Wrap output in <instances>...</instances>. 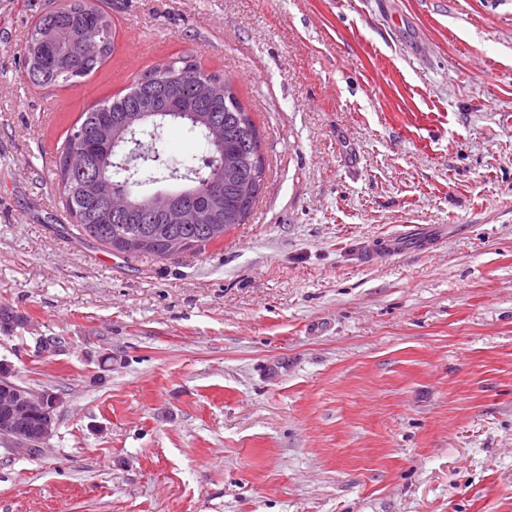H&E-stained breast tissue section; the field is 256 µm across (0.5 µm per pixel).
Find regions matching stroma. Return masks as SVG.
Returning <instances> with one entry per match:
<instances>
[{"label":"stroma","instance_id":"1","mask_svg":"<svg viewBox=\"0 0 512 512\" xmlns=\"http://www.w3.org/2000/svg\"><path fill=\"white\" fill-rule=\"evenodd\" d=\"M67 2L0 0V362L61 399L0 512H512V0H94L112 58L35 85ZM179 57L260 131L251 214L174 258L62 232L42 155ZM409 224L448 232L365 260Z\"/></svg>","mask_w":512,"mask_h":512}]
</instances>
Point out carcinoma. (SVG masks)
<instances>
[{
	"instance_id": "obj_1",
	"label": "carcinoma",
	"mask_w": 512,
	"mask_h": 512,
	"mask_svg": "<svg viewBox=\"0 0 512 512\" xmlns=\"http://www.w3.org/2000/svg\"><path fill=\"white\" fill-rule=\"evenodd\" d=\"M50 30L66 32L63 47L72 69L57 65L58 48L47 38ZM116 34L110 16L91 0H69L46 12L28 31L23 57L30 79L41 86H68L95 72L115 50ZM92 38L101 46L100 56H81L82 40ZM221 81L225 98L208 99L203 85ZM224 130V142L215 145L207 126ZM112 126L118 145L146 136L154 145L164 132L186 127L200 135L208 154L199 163L171 160L162 169L150 170L153 183L175 182L179 189H196L186 204L194 215L191 224H164L149 208L148 196L139 188L146 180L129 179L112 164V142L98 137V128ZM261 137L243 108L232 82L217 72L209 73L182 58L144 71L128 92L84 112L61 146L56 176L62 203L72 226L84 238L126 256L153 254L175 257L202 250L224 236V231L243 223L260 193L265 166L260 155ZM231 161L237 176L224 180V161Z\"/></svg>"
}]
</instances>
